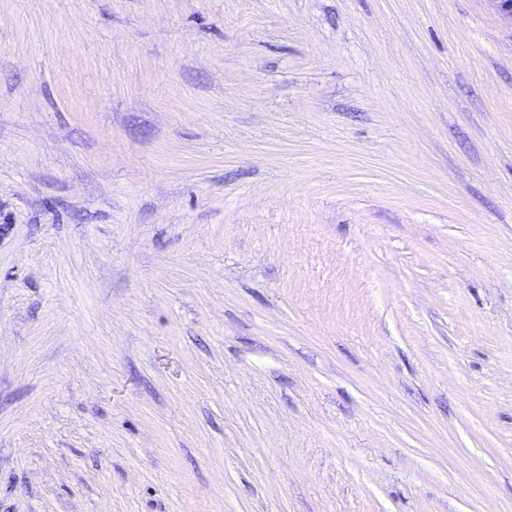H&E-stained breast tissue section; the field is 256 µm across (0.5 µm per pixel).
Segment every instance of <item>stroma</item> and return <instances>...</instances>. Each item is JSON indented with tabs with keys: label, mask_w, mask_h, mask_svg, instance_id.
<instances>
[{
	"label": "stroma",
	"mask_w": 512,
	"mask_h": 512,
	"mask_svg": "<svg viewBox=\"0 0 512 512\" xmlns=\"http://www.w3.org/2000/svg\"><path fill=\"white\" fill-rule=\"evenodd\" d=\"M0 512H512L491 0H0Z\"/></svg>",
	"instance_id": "obj_1"
}]
</instances>
